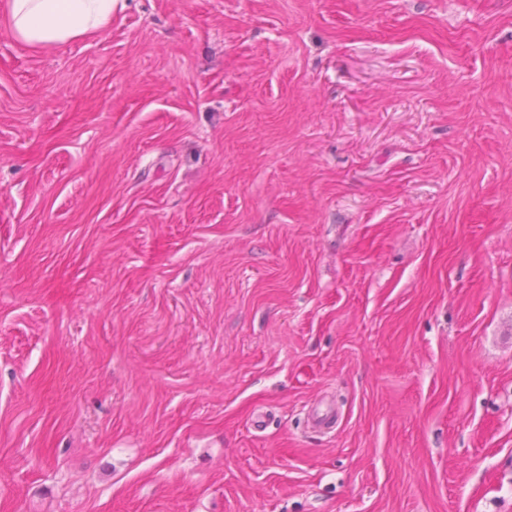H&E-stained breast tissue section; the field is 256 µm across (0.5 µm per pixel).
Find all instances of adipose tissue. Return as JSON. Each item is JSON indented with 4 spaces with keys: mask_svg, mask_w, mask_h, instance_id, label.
Instances as JSON below:
<instances>
[{
    "mask_svg": "<svg viewBox=\"0 0 512 512\" xmlns=\"http://www.w3.org/2000/svg\"><path fill=\"white\" fill-rule=\"evenodd\" d=\"M116 0H0V26L39 50L104 32Z\"/></svg>",
    "mask_w": 512,
    "mask_h": 512,
    "instance_id": "adipose-tissue-1",
    "label": "adipose tissue"
}]
</instances>
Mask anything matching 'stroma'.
<instances>
[{"instance_id": "35a3bbf8", "label": "stroma", "mask_w": 512, "mask_h": 512, "mask_svg": "<svg viewBox=\"0 0 512 512\" xmlns=\"http://www.w3.org/2000/svg\"><path fill=\"white\" fill-rule=\"evenodd\" d=\"M0 512H512V0L0 28Z\"/></svg>"}]
</instances>
